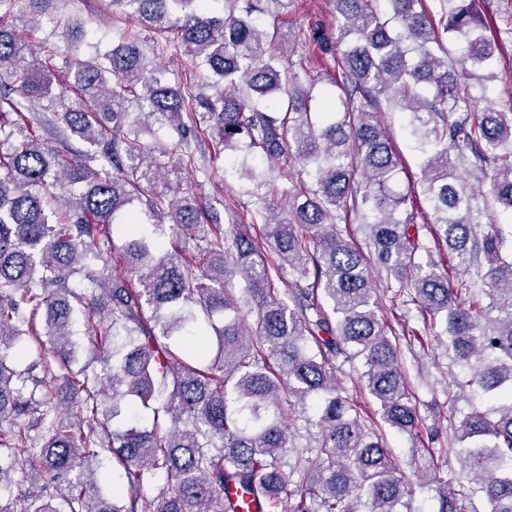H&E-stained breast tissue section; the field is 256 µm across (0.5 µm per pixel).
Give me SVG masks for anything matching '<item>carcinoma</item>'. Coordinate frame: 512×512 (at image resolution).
Here are the masks:
<instances>
[{"label": "carcinoma", "mask_w": 512, "mask_h": 512, "mask_svg": "<svg viewBox=\"0 0 512 512\" xmlns=\"http://www.w3.org/2000/svg\"><path fill=\"white\" fill-rule=\"evenodd\" d=\"M279 2L224 0V15L212 16L209 0H111L173 35V47L203 68L173 86L161 78L164 55L147 54L133 30L103 55L70 60L59 79L50 60L24 56L17 34L51 0H26L25 14L14 12L18 0H0V65L12 68L0 89V146L15 143L0 152V490L12 491L18 471L31 482L0 512H234L232 486L265 512H358L360 501L364 512H403L409 491L396 460L336 376L337 358H362V385L381 419L428 451L397 336L378 315L370 261L342 236L341 214L366 228L394 297L413 291L423 321L441 326L435 337L471 370L465 385L497 402L450 424L473 486L452 490L434 476L435 512H512V391L501 392L512 386V226L477 236V190L456 175L475 159L494 202L512 211V108L447 116L466 113L493 78L500 44L487 35L480 0H443L438 20L422 0H333L337 36L312 39L336 64L344 97L329 94L317 110L299 91L303 65H281L283 35L262 23ZM50 22L70 39L82 34L61 17ZM449 34L461 45L454 74L438 53ZM120 100L139 114L117 109ZM23 106L61 120V147L41 142ZM386 109L409 116L425 155L429 232L475 278L452 281L415 263L423 245L411 195L396 189ZM142 113L176 133L174 149L148 147L155 131ZM67 131L87 145L77 160ZM207 132L219 153L257 150L269 163L315 166L311 189L260 180L250 192L266 246L230 213L231 265L224 234L180 176ZM173 153L177 162L160 161ZM279 194L286 220L269 202ZM140 196L150 232L132 208ZM167 218L189 232L182 254L164 249ZM116 231L127 275L109 280L97 266L109 267ZM287 267L295 278L281 288ZM76 275L89 292L71 287ZM234 275L244 280L239 298L225 288ZM245 303L255 305L254 333ZM78 334L106 377L73 369L85 349ZM28 337L37 357L19 370ZM139 406L151 425L137 422ZM158 474L166 481L153 496L144 485Z\"/></svg>", "instance_id": "1"}]
</instances>
